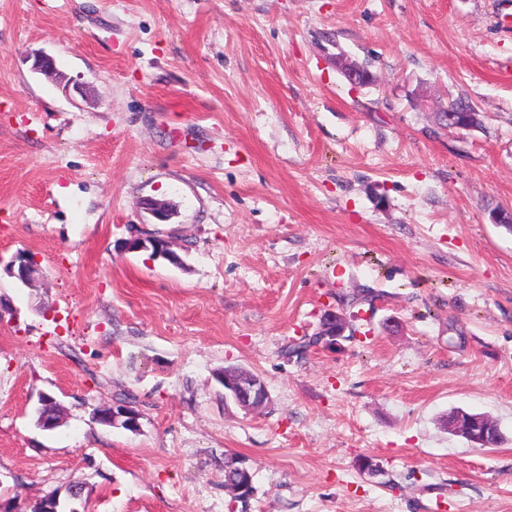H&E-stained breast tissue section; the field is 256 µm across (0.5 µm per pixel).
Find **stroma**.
Listing matches in <instances>:
<instances>
[{
	"label": "stroma",
	"mask_w": 512,
	"mask_h": 512,
	"mask_svg": "<svg viewBox=\"0 0 512 512\" xmlns=\"http://www.w3.org/2000/svg\"><path fill=\"white\" fill-rule=\"evenodd\" d=\"M40 52L83 94L34 71ZM457 99L478 125L438 128ZM495 208L512 210V0H0V501L512 512ZM152 236L179 263L129 246ZM21 250L30 286L6 268ZM327 309L353 339L289 353ZM227 367L270 405L225 397ZM121 401L138 430L93 420ZM458 409L501 444L449 434ZM230 457L248 501L224 487Z\"/></svg>",
	"instance_id": "obj_1"
}]
</instances>
